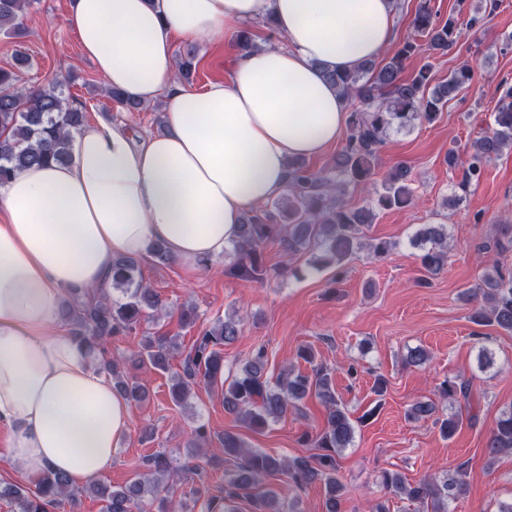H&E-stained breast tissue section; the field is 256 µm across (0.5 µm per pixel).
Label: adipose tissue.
<instances>
[{
	"mask_svg": "<svg viewBox=\"0 0 512 512\" xmlns=\"http://www.w3.org/2000/svg\"><path fill=\"white\" fill-rule=\"evenodd\" d=\"M273 18L265 47L221 83L174 78L175 37L220 39ZM68 19L108 87L163 100L169 132H73L63 164L0 187V424L8 459L72 486L112 468L131 409L62 329L67 294L108 287L119 256L165 245L184 266L223 262L244 214L285 190L288 163L323 154L348 104L319 70L375 59L397 37L394 0H73Z\"/></svg>",
	"mask_w": 512,
	"mask_h": 512,
	"instance_id": "obj_1",
	"label": "adipose tissue"
}]
</instances>
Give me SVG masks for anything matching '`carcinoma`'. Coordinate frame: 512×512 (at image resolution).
Instances as JSON below:
<instances>
[{"label": "carcinoma", "mask_w": 512, "mask_h": 512, "mask_svg": "<svg viewBox=\"0 0 512 512\" xmlns=\"http://www.w3.org/2000/svg\"><path fill=\"white\" fill-rule=\"evenodd\" d=\"M31 3L32 0H0V32L18 34L21 18ZM411 27L412 34L378 62H366L349 71L323 69L326 79L360 106L349 111L345 143L331 165L316 171L303 160L290 161L285 194L274 209L246 214L234 245L238 260L231 266L241 280L262 282L270 275L262 258V246L269 241L278 243L287 255L317 250L311 268H331L338 278L358 251L365 249L374 257L391 251L393 244L387 240L365 241L366 230L379 212L405 208L413 200L411 171L405 165L393 167L380 185H375L379 153L387 135L416 121H436L444 106L472 80V70L467 65L451 71L448 79L435 87L429 64L406 74V62L412 57L446 54L458 31L455 18L444 23L437 19L430 0H420ZM195 60L193 47L180 51L178 70L183 78L195 70ZM27 66V56L18 54L12 67L0 68V186L31 165L68 161L71 133L87 124L85 107L70 102L62 85L18 87L19 72ZM506 150H512V86L502 89L489 131L468 147L459 183L461 191L465 193L479 184L486 164ZM352 185L373 187L366 205L354 209L344 204L342 196ZM413 246L419 249L416 257L422 273L417 283L426 285L447 263V225H423ZM484 248L502 253L511 250L512 224L496 225ZM137 272V259L118 257L112 264V290L121 296L114 298L105 290L66 302L61 319L76 343L90 350L102 347L110 338L136 329L149 312L162 308L160 295L136 280ZM463 295L466 301L476 303L470 316L474 324L493 325L512 333V272L495 265L484 272L477 287L467 289ZM239 323L238 318H219L203 329L176 371L171 370L170 360L178 346L167 336L144 337L135 363L171 372L172 399L176 403L182 402L194 385L224 380V411L240 417L254 433L263 432L290 412H301L300 403L312 396L326 409L325 424L316 434L302 436L303 444L320 450L313 457H274L259 448L246 447L236 434L224 433L218 438L223 456L214 454L209 458L212 465L224 466V496L210 498L208 512H238V499L247 500L251 512H294L292 508L285 509L275 490H257L261 478L273 474L286 476L297 487L322 483L325 512H340L345 485L337 476V456L353 441L355 426L336 395L332 373L314 364V351L305 345L298 349L297 356L313 365L310 374L281 373L270 381L265 373L267 352L260 347L235 374L224 376L222 347L237 338ZM103 367L126 399L138 403L146 398V386L137 376L122 371L119 362L108 359L103 361ZM439 393L473 408L474 392L468 381L448 377L440 384ZM434 413V403L420 401L409 408L408 418L417 422ZM435 424L439 425L441 436L449 439L460 426V419L453 414L436 419ZM485 450L491 459L512 451V410L500 414L486 439ZM145 469L146 473L118 489L93 480L75 488L65 474L47 472L32 489L0 484V498L10 500L16 512H51L60 498L66 497L75 505L84 494L100 498L104 512H132L146 500L151 512H174L177 487L171 480L172 458L155 452L145 459ZM181 471L194 483L191 493H199L205 485L203 468L189 459L181 465ZM466 475V467L461 464L452 475L425 476L410 483L397 471L383 470L379 483L387 493L422 506L424 512H448V502L465 491Z\"/></svg>", "instance_id": "carcinoma-1"}]
</instances>
